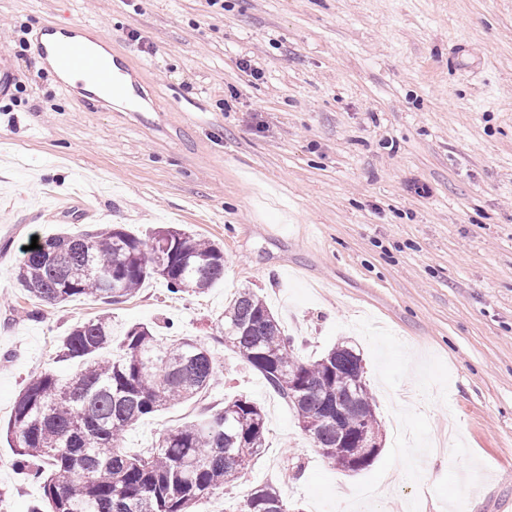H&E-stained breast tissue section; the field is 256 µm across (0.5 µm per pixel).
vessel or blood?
<instances>
[{
  "label": "vessel or blood",
  "instance_id": "1",
  "mask_svg": "<svg viewBox=\"0 0 512 512\" xmlns=\"http://www.w3.org/2000/svg\"><path fill=\"white\" fill-rule=\"evenodd\" d=\"M86 29V24L81 21L72 22L65 30L51 23L42 25L36 35L38 59L53 63L60 71L79 72L108 99L129 100L130 84L116 72L118 59L74 45V38L83 35Z\"/></svg>",
  "mask_w": 512,
  "mask_h": 512
}]
</instances>
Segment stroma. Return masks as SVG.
<instances>
[{"label": "stroma", "mask_w": 512, "mask_h": 512, "mask_svg": "<svg viewBox=\"0 0 512 512\" xmlns=\"http://www.w3.org/2000/svg\"><path fill=\"white\" fill-rule=\"evenodd\" d=\"M89 24L137 72V106H89L37 61L45 23ZM251 63L242 69L241 60ZM0 512L43 488L6 433L71 327L111 313L214 354L218 385L154 413L129 452L243 396L266 413L253 470L289 512H499L512 499V0H0ZM261 78H254V71ZM175 225L224 250L202 295L147 280L126 302L30 299L32 238ZM260 295L300 359L360 351L382 422L367 469L312 448L287 404L217 343L235 292ZM39 309L38 318L26 317Z\"/></svg>", "instance_id": "obj_1"}]
</instances>
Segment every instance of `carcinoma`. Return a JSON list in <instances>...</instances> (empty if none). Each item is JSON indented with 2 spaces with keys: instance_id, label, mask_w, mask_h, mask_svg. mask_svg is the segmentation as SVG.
<instances>
[{
  "instance_id": "obj_1",
  "label": "carcinoma",
  "mask_w": 512,
  "mask_h": 512,
  "mask_svg": "<svg viewBox=\"0 0 512 512\" xmlns=\"http://www.w3.org/2000/svg\"><path fill=\"white\" fill-rule=\"evenodd\" d=\"M14 274L29 297L47 305L77 298L114 305L151 277L173 295L201 294L224 279V252L176 227H161L144 242L105 224L40 241L23 251ZM218 329V341L264 377L322 456L352 473L373 463L380 422L369 384L348 391L337 379L339 371L353 378L362 360L349 345L301 360L279 319L248 288L224 304ZM56 359L78 369L65 381L50 368L33 375L8 424L14 463L36 465L48 512H196L198 502L245 475L265 447V413L240 397L167 431L140 455L124 452L125 433L139 420L212 387L213 353L195 340L164 343L151 327L134 324L114 348L112 316L103 314L74 325ZM359 430L375 447L340 444ZM239 512L287 510L278 488L264 483Z\"/></svg>"
}]
</instances>
